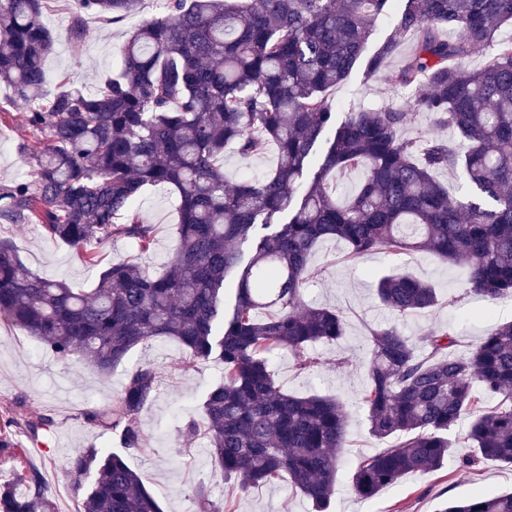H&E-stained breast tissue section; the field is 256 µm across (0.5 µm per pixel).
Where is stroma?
Listing matches in <instances>:
<instances>
[{"mask_svg": "<svg viewBox=\"0 0 512 512\" xmlns=\"http://www.w3.org/2000/svg\"><path fill=\"white\" fill-rule=\"evenodd\" d=\"M164 14V0H142L138 10L123 20L105 25L88 19L84 41L79 47L59 43L45 62V94L61 85L95 88L122 66L121 47L129 33L144 20ZM408 88H391L383 74H372L358 64L349 78L327 93L337 118L353 109L398 107L411 99ZM27 107L12 98L0 85V183L26 177L31 168L22 161V145H42L45 136L25 122ZM141 219L155 227L150 254L139 255L124 238L108 240L95 250L97 264L79 261L64 243L46 239L28 224L0 220V239L10 240L22 264L37 274L67 281L76 288L93 287L101 268L132 261L150 273L162 272L178 242L179 212L170 191L152 190L135 203ZM343 241L322 242L312 255V275L303 299L309 304L339 308L347 321V334L336 345L316 344L322 366L310 374H297L290 355L275 357L273 366L283 388L297 395L312 392L337 396L346 411L347 442L343 453L332 512H436L446 500L512 491V467L463 468L451 463L428 475L410 474L398 484L366 500L348 486L353 462L376 451L380 443L369 434L360 397L367 384L368 344L371 328L390 317L378 303L376 280L391 271L378 255L355 262L344 261ZM401 269L435 284L441 297H452V306L409 318L403 331L419 341L426 330L448 320L465 318L460 330L461 346H469L491 322L512 320V300L487 304L472 294L462 270L433 256L415 252L404 256ZM186 351L170 339H154L136 347L124 367L102 377L75 359L63 360L43 350L24 330L0 319V486L15 482L17 464L42 472L58 512H67L70 501H82L85 485L73 484L63 466L71 457L94 448L99 452L122 453L128 466L143 479L163 512H197L195 491L207 486L211 497L223 501L226 512H313L309 499L296 491L288 479L263 488L231 490L216 472L207 451L203 431L182 434L187 420L201 419L200 403L205 393L222 378L223 367L214 361L200 362L182 370L178 364ZM348 357V366L336 365L337 357ZM153 362L161 367L155 401L140 416L143 447L122 450L116 435L91 424L86 414L108 408L115 402L128 369ZM38 430H31V423Z\"/></svg>", "mask_w": 512, "mask_h": 512, "instance_id": "obj_1", "label": "stroma"}]
</instances>
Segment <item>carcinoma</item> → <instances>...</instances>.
<instances>
[{"mask_svg":"<svg viewBox=\"0 0 512 512\" xmlns=\"http://www.w3.org/2000/svg\"><path fill=\"white\" fill-rule=\"evenodd\" d=\"M141 0H75L65 31L81 44L86 18L112 24ZM165 0V15L143 21L123 46V68L94 91L67 86L41 101L44 62L60 34L44 20L48 0H0V85L28 106L41 148H23L31 175L0 185V220L38 224L86 259L125 237L147 253L153 226L134 210L150 187L179 198V246L160 275L131 263L100 271L78 290L26 269L0 240V316L60 359L108 375L152 338L184 346L186 365L216 360L222 381L201 403L208 454L241 488L288 475L328 512L346 443L345 412L334 397L298 396L275 379L272 357L294 356L301 373L322 359L315 343L345 336L339 309L302 300L314 247L348 246L346 259L423 251L460 267L474 294L512 299V0H405L394 31L368 60L386 82L410 87L407 107L360 108L336 122L326 92L362 57L376 16L390 0ZM411 36L402 47L401 36ZM492 47L477 67L469 58ZM394 57L399 63L387 65ZM417 112L453 138L409 139ZM334 129L323 160L288 222L308 159ZM277 149L258 180L229 186L224 150L244 158ZM462 173L471 196L449 192L438 174ZM363 181L344 203L331 177ZM246 264L238 245L256 228ZM238 277L224 313V279ZM378 299L397 322L369 332L368 385L361 397L369 432L394 442L357 462L352 491L370 499L408 474L450 461L512 466V321L490 326L462 354L456 330L433 326L414 344L399 322L440 304L435 286L407 273L378 279ZM159 367L129 370L115 404L87 413L141 449L140 414L157 394ZM467 422L463 449L448 434ZM96 471L84 512H163L141 477L116 453L90 449L65 465L73 482ZM18 488L0 490V512H56L45 479L21 469ZM201 512H224L206 487ZM438 512H512V493L449 500Z\"/></svg>","mask_w":512,"mask_h":512,"instance_id":"carcinoma-1","label":"carcinoma"}]
</instances>
